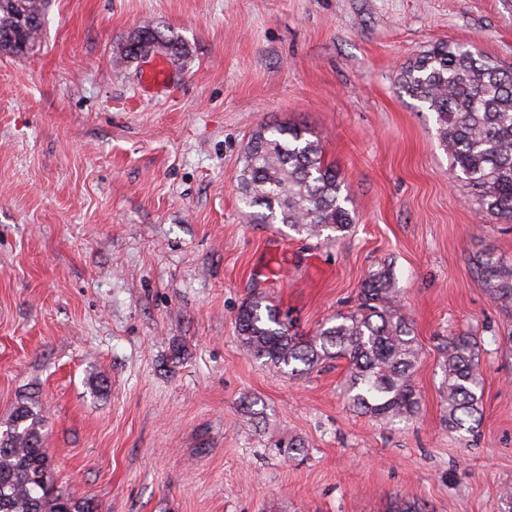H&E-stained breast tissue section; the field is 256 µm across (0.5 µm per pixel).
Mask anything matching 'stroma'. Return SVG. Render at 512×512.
<instances>
[{"label": "stroma", "instance_id": "1", "mask_svg": "<svg viewBox=\"0 0 512 512\" xmlns=\"http://www.w3.org/2000/svg\"><path fill=\"white\" fill-rule=\"evenodd\" d=\"M148 21L189 49L150 93L121 50ZM441 42L512 64V0H51L33 50L0 52V431L40 414L56 488L102 512H495L512 310L474 260L512 263V224L452 179L399 85ZM273 123L321 138L345 237L246 217L243 148ZM384 267L421 347L413 421L354 411L345 360L293 376L241 345L247 299L311 335ZM463 333L483 376L467 438L441 396L440 344Z\"/></svg>", "mask_w": 512, "mask_h": 512}]
</instances>
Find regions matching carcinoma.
I'll use <instances>...</instances> for the list:
<instances>
[{
	"label": "carcinoma",
	"mask_w": 512,
	"mask_h": 512,
	"mask_svg": "<svg viewBox=\"0 0 512 512\" xmlns=\"http://www.w3.org/2000/svg\"><path fill=\"white\" fill-rule=\"evenodd\" d=\"M47 0H0V51L21 55L42 30ZM162 50L176 64L188 55L184 40L149 22L123 47L126 57L146 58ZM399 81L406 93L437 116L442 145L455 176L468 182L476 201L496 221L512 224V66L472 45L445 43L405 66ZM296 125L263 126L244 148L237 174L245 207L261 224H286L300 236L348 233L354 217L344 206L343 180L324 164L319 138ZM492 298L512 307V264L489 253L476 259ZM237 332L256 359L299 375L334 358L348 362L346 394L360 414L400 423L415 416L419 394L413 371L420 357L417 336L401 313L400 300L383 268L361 288L360 304L311 336L291 331L275 305L256 296L237 316ZM446 423L471 433L480 424L482 373L479 345L472 336L441 344ZM39 414L21 404L0 431V512H98V505L57 490L43 446ZM390 512H427L406 497Z\"/></svg>",
	"instance_id": "1"
}]
</instances>
